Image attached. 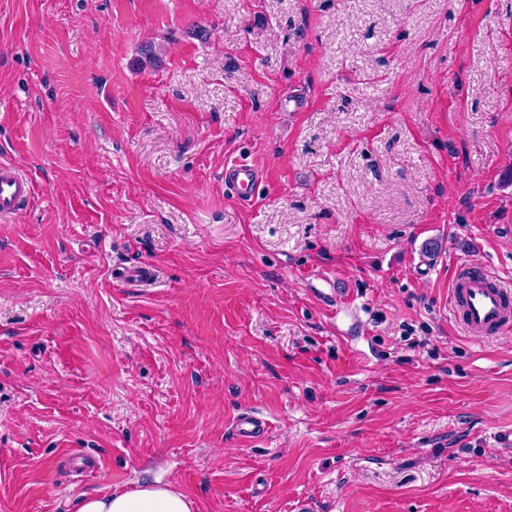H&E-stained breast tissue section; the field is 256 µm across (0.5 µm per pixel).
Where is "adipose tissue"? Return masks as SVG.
I'll return each mask as SVG.
<instances>
[{"instance_id": "1", "label": "adipose tissue", "mask_w": 512, "mask_h": 512, "mask_svg": "<svg viewBox=\"0 0 512 512\" xmlns=\"http://www.w3.org/2000/svg\"><path fill=\"white\" fill-rule=\"evenodd\" d=\"M77 512H196V507L193 499L178 488L145 484L82 497Z\"/></svg>"}]
</instances>
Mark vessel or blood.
<instances>
[{
	"label": "vessel or blood",
	"instance_id": "obj_1",
	"mask_svg": "<svg viewBox=\"0 0 512 512\" xmlns=\"http://www.w3.org/2000/svg\"><path fill=\"white\" fill-rule=\"evenodd\" d=\"M266 179L250 162L235 159L224 166V185L235 197L252 201ZM35 193L31 177L14 165L0 163V217L17 215ZM449 306L459 327L472 336H488L512 330V289L486 271L460 267L449 294ZM270 424L252 412L238 414L231 423L233 437L249 445L266 437Z\"/></svg>",
	"mask_w": 512,
	"mask_h": 512
}]
</instances>
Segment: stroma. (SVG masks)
Masks as SVG:
<instances>
[{
	"label": "stroma",
	"mask_w": 512,
	"mask_h": 512,
	"mask_svg": "<svg viewBox=\"0 0 512 512\" xmlns=\"http://www.w3.org/2000/svg\"><path fill=\"white\" fill-rule=\"evenodd\" d=\"M1 161L35 194L0 221V512H512V333L448 306L464 264L512 286V0H0ZM265 179V173L247 160L235 159L224 165V186L241 201L251 202ZM231 432L238 442L247 446L259 438H265L270 430L269 421L253 412L238 414L231 423ZM77 512H197L193 499L170 485L144 484L132 490H115L83 496Z\"/></svg>",
	"instance_id": "35a3bbf8"
}]
</instances>
